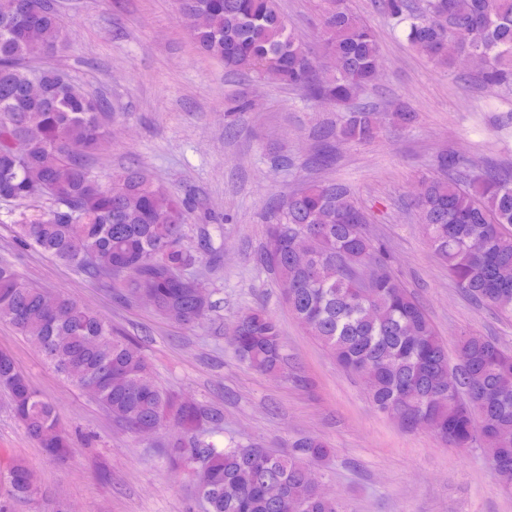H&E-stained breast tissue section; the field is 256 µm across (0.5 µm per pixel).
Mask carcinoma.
Instances as JSON below:
<instances>
[{
  "instance_id": "cac0c4a2",
  "label": "carcinoma",
  "mask_w": 512,
  "mask_h": 512,
  "mask_svg": "<svg viewBox=\"0 0 512 512\" xmlns=\"http://www.w3.org/2000/svg\"><path fill=\"white\" fill-rule=\"evenodd\" d=\"M322 60L309 55L287 26L276 0H178L190 35L230 70L270 69L309 101L345 106L374 84L382 69L372 29L346 0H321ZM386 13L406 25L410 45L440 65L472 60L483 87L512 86V0H383ZM60 49L54 0H0V199L46 196L53 207L41 220L17 225V238L74 268L91 281L121 283L124 302L145 293L156 308L192 328L213 308L202 283L186 275L196 262L183 246L190 205L137 169L95 175L89 159L102 147L112 113L57 68L32 60ZM403 127L416 120L405 105L391 109ZM374 108L350 112L336 135L367 142L378 129ZM437 173L423 179L415 206L427 243L448 266L461 292L512 319V176L474 174L456 151L437 157ZM366 213L350 187L315 181L288 195L266 226L260 265L282 288L289 311L345 371L370 377L372 407L407 432L427 420L445 445L481 451L497 462L496 482L512 489V348L479 331L459 334L457 391L438 380L448 348L426 309L393 275L384 248L369 234ZM306 247L307 263L294 257ZM376 266L362 287L353 270ZM0 322L35 342L62 376L75 365L96 402L135 436L169 430L158 444L168 467L194 464L205 512H347L330 507L309 468L330 448L302 435L276 454L260 442L207 441L220 409L176 399L161 387L138 345L112 332L110 322L63 291L23 281L0 262ZM228 343L255 371L272 376L288 364L281 327L262 308L235 322ZM0 389L27 434L50 457L70 448L55 409L0 352ZM11 492L35 493L31 469L15 463Z\"/></svg>"
}]
</instances>
